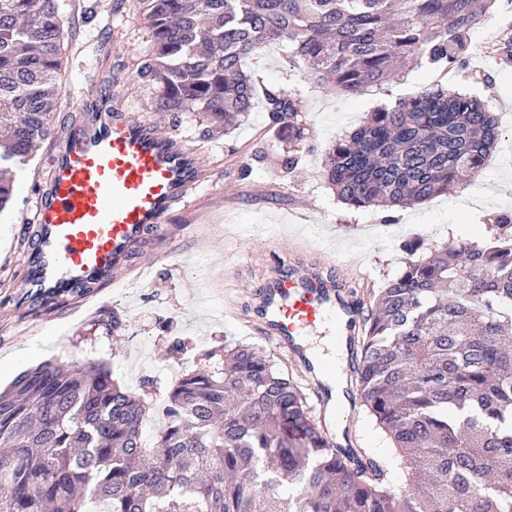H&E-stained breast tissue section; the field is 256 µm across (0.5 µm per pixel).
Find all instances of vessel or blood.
<instances>
[{
  "mask_svg": "<svg viewBox=\"0 0 512 512\" xmlns=\"http://www.w3.org/2000/svg\"><path fill=\"white\" fill-rule=\"evenodd\" d=\"M81 110L47 170L23 288H74L82 306L129 274L146 237L164 241L170 214L195 197L204 174L183 136L161 132L150 117L113 112L111 96L88 99ZM266 287L265 329L299 361L316 353L315 328L349 334L355 315L337 305L331 284L307 288L299 274L277 270Z\"/></svg>",
  "mask_w": 512,
  "mask_h": 512,
  "instance_id": "obj_1",
  "label": "vessel or blood"
}]
</instances>
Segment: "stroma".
<instances>
[{"label":"stroma","mask_w":512,"mask_h":512,"mask_svg":"<svg viewBox=\"0 0 512 512\" xmlns=\"http://www.w3.org/2000/svg\"><path fill=\"white\" fill-rule=\"evenodd\" d=\"M109 2L116 23L105 30L82 8L66 9L70 29L64 41L58 121L71 118L81 98L111 91L116 111L152 113L161 130L177 127L187 137L206 179L192 206H177L162 245L146 243L131 259L141 279L105 295L89 321L73 320L68 305L42 312L17 303L24 249L42 183L34 169H46L49 145L35 153L29 168L16 174L10 204L0 212V384L17 370L9 358L24 351L25 366L46 361L69 365L86 360L107 364L114 379L139 390L144 378L166 392L182 372L208 367L203 353L224 342L255 347L292 374L304 391L312 379L294 364L290 351L267 336L258 317L259 291L276 261L334 275L361 298L396 277L407 259L403 245L420 240L425 250L485 240L497 218L512 215V127L501 128L486 175L464 197L479 195L475 207L451 204L442 195L386 215L338 200L328 186L320 148L361 125L370 112L395 107L400 99L437 84L476 97L498 119L512 117V64L494 61L512 45V0L464 39L461 62L453 72L422 66L393 80L383 91L345 96L316 83L303 64L291 63L285 45H272L245 61L255 82L254 108L242 125L226 134H207L198 117L184 113L171 124L155 108V92L137 76L139 58L151 47V32L137 0ZM292 87L315 152H303L296 169L283 170L276 152L288 145V132L266 110L264 90ZM184 339L187 350L173 357L169 347ZM309 404L316 421L336 439H349L367 455L390 461L394 480L403 476L390 443L361 404L344 415L331 406Z\"/></svg>","instance_id":"35a3bbf8"}]
</instances>
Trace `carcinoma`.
Segmentation results:
<instances>
[{"label":"carcinoma","instance_id":"carcinoma-1","mask_svg":"<svg viewBox=\"0 0 512 512\" xmlns=\"http://www.w3.org/2000/svg\"><path fill=\"white\" fill-rule=\"evenodd\" d=\"M152 46L138 75L172 123L194 112L207 131L247 118L245 58L286 42L316 81L349 95L397 68L453 64L452 43L495 0H138ZM60 0H0V212L16 169L48 140L61 95ZM272 121L304 140L293 91L265 92ZM498 136L476 98L429 87L335 140L327 183L355 208L406 207L480 178ZM360 314L351 383L407 476L386 461L322 450L297 380L253 347L224 343L221 362L182 375L154 406L108 365L45 362L0 391V512H512V215L482 243L405 262Z\"/></svg>","mask_w":512,"mask_h":512}]
</instances>
